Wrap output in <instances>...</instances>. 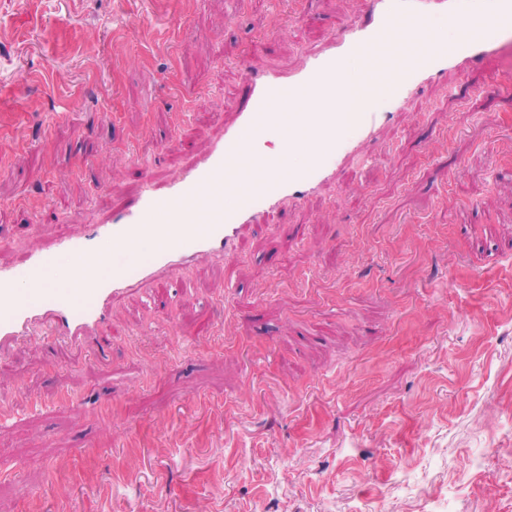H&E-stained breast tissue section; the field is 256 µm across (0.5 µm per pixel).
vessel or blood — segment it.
I'll list each match as a JSON object with an SVG mask.
<instances>
[{
  "label": "vessel or blood",
  "mask_w": 512,
  "mask_h": 512,
  "mask_svg": "<svg viewBox=\"0 0 512 512\" xmlns=\"http://www.w3.org/2000/svg\"><path fill=\"white\" fill-rule=\"evenodd\" d=\"M444 14L460 35L449 45L413 51L427 37L436 14ZM512 31V0H369L366 14L289 72L248 77L245 101L235 125L225 128L208 154L185 167L165 193L144 185L124 211L93 233L59 240L52 249L34 248L27 265L0 268V356L20 339L51 336L82 346L92 343L105 323L112 300L134 281L149 285L157 270L175 273L199 257L228 261L237 256L241 229L260 213L301 203L334 179L348 161H372L365 143L375 139L388 113L370 107L357 113L307 112L286 119L294 130L329 137L302 168L254 180L258 163L251 149L256 136L283 120L277 106L302 94L327 95L336 86V69L350 55L368 51L378 69L381 95L392 107L421 85L454 71L464 73L494 52L497 36ZM236 205L225 208V195ZM96 254L104 265L68 287L48 285L60 259L79 265Z\"/></svg>",
  "instance_id": "1"
}]
</instances>
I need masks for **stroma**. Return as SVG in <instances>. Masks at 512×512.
<instances>
[{
  "label": "stroma",
  "mask_w": 512,
  "mask_h": 512,
  "mask_svg": "<svg viewBox=\"0 0 512 512\" xmlns=\"http://www.w3.org/2000/svg\"><path fill=\"white\" fill-rule=\"evenodd\" d=\"M367 7L0 0V265L164 187L248 75ZM368 150L237 259L113 301L105 356L1 357L0 512H512V33Z\"/></svg>",
  "instance_id": "stroma-1"
}]
</instances>
